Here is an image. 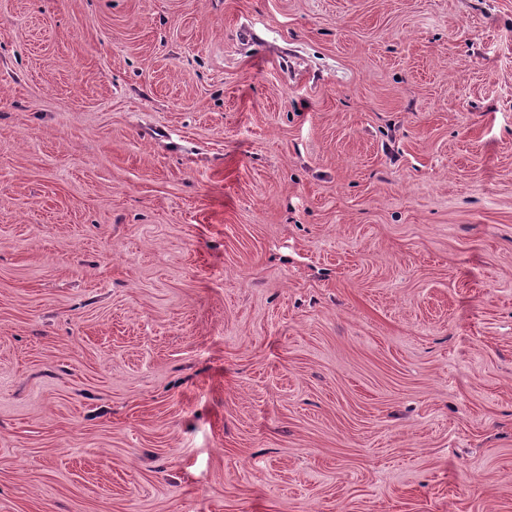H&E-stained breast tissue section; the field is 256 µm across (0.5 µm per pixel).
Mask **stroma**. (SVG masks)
<instances>
[{"mask_svg": "<svg viewBox=\"0 0 512 512\" xmlns=\"http://www.w3.org/2000/svg\"><path fill=\"white\" fill-rule=\"evenodd\" d=\"M0 512H512V0H0Z\"/></svg>", "mask_w": 512, "mask_h": 512, "instance_id": "1", "label": "stroma"}]
</instances>
